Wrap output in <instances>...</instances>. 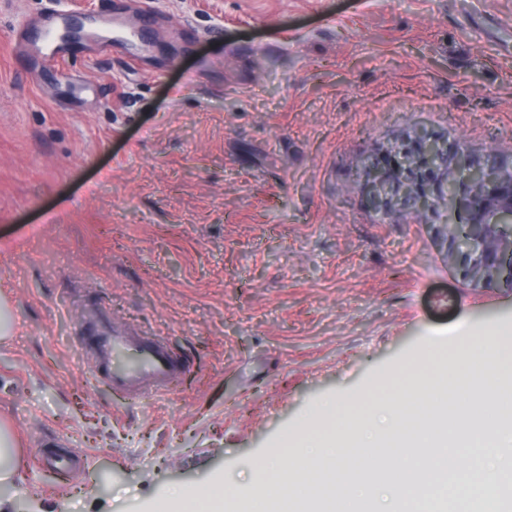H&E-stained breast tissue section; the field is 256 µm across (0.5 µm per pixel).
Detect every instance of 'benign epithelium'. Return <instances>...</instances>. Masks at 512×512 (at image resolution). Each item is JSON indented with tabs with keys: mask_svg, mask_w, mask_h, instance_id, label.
Segmentation results:
<instances>
[{
	"mask_svg": "<svg viewBox=\"0 0 512 512\" xmlns=\"http://www.w3.org/2000/svg\"><path fill=\"white\" fill-rule=\"evenodd\" d=\"M421 148L427 164L401 166L404 150H390L373 157L366 169V198L369 206L384 216L401 212L406 198L417 204V216L441 212L448 222V263L456 266L465 280L488 286V265L512 272V165L508 169L485 170L477 158L451 151L439 141L418 136L411 148ZM468 212L486 220L475 225L473 240L454 237V222Z\"/></svg>",
	"mask_w": 512,
	"mask_h": 512,
	"instance_id": "benign-epithelium-1",
	"label": "benign epithelium"
}]
</instances>
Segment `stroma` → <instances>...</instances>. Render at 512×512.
I'll return each instance as SVG.
<instances>
[{"instance_id": "stroma-1", "label": "stroma", "mask_w": 512, "mask_h": 512, "mask_svg": "<svg viewBox=\"0 0 512 512\" xmlns=\"http://www.w3.org/2000/svg\"><path fill=\"white\" fill-rule=\"evenodd\" d=\"M126 4L140 60L15 47L21 21ZM419 130L512 155V0H0V421L22 446L0 512H186L204 485L255 512L326 401L512 337V288L462 280L443 221L365 201V164ZM90 311L184 373L116 395L78 350ZM74 450L77 474L40 461Z\"/></svg>"}]
</instances>
